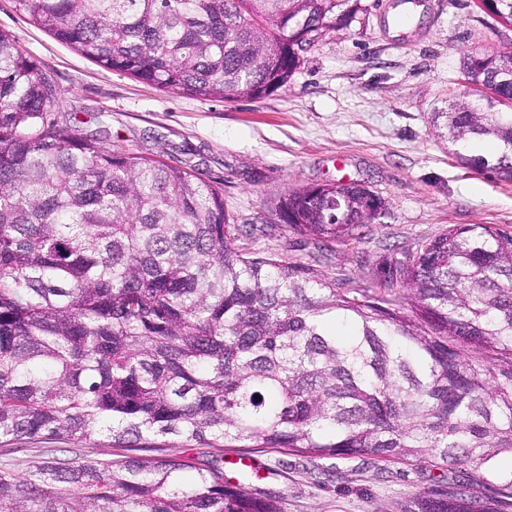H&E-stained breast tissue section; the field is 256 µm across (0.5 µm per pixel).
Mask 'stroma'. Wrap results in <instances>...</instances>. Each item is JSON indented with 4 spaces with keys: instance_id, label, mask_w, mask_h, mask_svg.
Returning <instances> with one entry per match:
<instances>
[{
    "instance_id": "obj_1",
    "label": "stroma",
    "mask_w": 512,
    "mask_h": 512,
    "mask_svg": "<svg viewBox=\"0 0 512 512\" xmlns=\"http://www.w3.org/2000/svg\"><path fill=\"white\" fill-rule=\"evenodd\" d=\"M361 3L350 25L305 53L285 87L260 99H197L103 68L34 26L16 0H0V30L51 73L61 112L79 134L209 181L222 190L233 223L268 228L236 246L316 261L353 288L449 226L512 231V180L467 166L458 144L431 122L450 103L478 101L464 82L463 56L512 50V27L477 0H423L406 29L393 23L394 0ZM343 178L366 185L385 208L360 238L320 260L305 237L276 226L275 207L289 190ZM105 444L94 435L37 440L19 451L2 441L0 463L22 473L50 450L99 457ZM244 456L259 468L252 488L276 497L283 512H396L448 482L447 469L415 460H338L323 475L298 453L275 448L225 449V479L237 481Z\"/></svg>"
}]
</instances>
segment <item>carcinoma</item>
<instances>
[{
    "label": "carcinoma",
    "mask_w": 512,
    "mask_h": 512,
    "mask_svg": "<svg viewBox=\"0 0 512 512\" xmlns=\"http://www.w3.org/2000/svg\"><path fill=\"white\" fill-rule=\"evenodd\" d=\"M88 60L204 100L265 97L361 0H16ZM512 26V0H490ZM507 52L464 56L498 104ZM53 78L0 32V440L100 434L118 459L0 464V512H282L182 448H291L315 459H428L461 479L399 512H512V233L454 225L385 262L370 288L233 245L224 196L56 118ZM448 140L490 139L512 180V112L454 103ZM342 196L345 223L330 198ZM320 248L370 223L355 190L277 206ZM487 490L475 495L470 489Z\"/></svg>",
    "instance_id": "carcinoma-1"
}]
</instances>
